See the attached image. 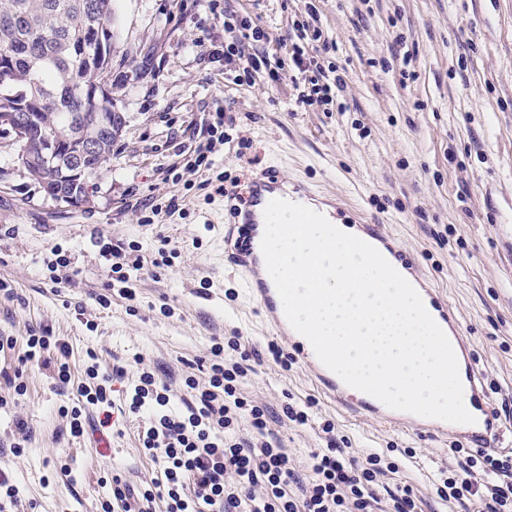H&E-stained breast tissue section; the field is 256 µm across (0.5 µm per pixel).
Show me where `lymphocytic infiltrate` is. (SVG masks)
<instances>
[{
    "label": "lymphocytic infiltrate",
    "instance_id": "lymphocytic-infiltrate-1",
    "mask_svg": "<svg viewBox=\"0 0 512 512\" xmlns=\"http://www.w3.org/2000/svg\"><path fill=\"white\" fill-rule=\"evenodd\" d=\"M202 6L206 13L224 17V41L210 44L206 54L209 62L230 65L227 83L248 86L261 77L277 84L294 69L298 72L294 83L298 107L326 109L335 103L344 80L335 67L322 62V32L315 26L312 0H306L305 18L295 25V41L281 43L276 58L259 51L269 33L250 17L225 9L224 0H202ZM226 126L223 106L205 112L190 142L175 144L177 160L167 168L166 179L179 182L194 176L196 188L205 198L223 195L224 177L213 172L217 156L230 144L241 150L249 146L248 141L234 140ZM25 345L27 361L52 370L61 385L69 384L66 344L48 332L33 331ZM212 355L204 382L186 379L191 399L179 414L168 409L167 384L152 372L140 374L129 392V410L151 409L152 419L141 435L142 449L161 461L162 467L149 487L116 484L112 500L103 504L104 512H152L159 497L165 499L167 512H337L347 502L354 512H373L374 498L368 485L374 482L377 469L357 467L332 450L318 454L312 465L315 481L294 495L288 488L296 476L284 449L266 443L247 448L240 441L227 439L226 430L241 416H249L252 427L259 431L266 428L267 421L263 407L248 405L237 397L235 381L243 370L237 365L225 367L223 344L214 343ZM88 359L85 373L93 384L79 391L78 404L70 412V433L75 437L84 431L83 407L98 411L100 427H109L112 419L111 380L100 377L96 354H89Z\"/></svg>",
    "mask_w": 512,
    "mask_h": 512
}]
</instances>
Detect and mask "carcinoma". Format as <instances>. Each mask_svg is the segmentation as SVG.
<instances>
[{
	"mask_svg": "<svg viewBox=\"0 0 512 512\" xmlns=\"http://www.w3.org/2000/svg\"><path fill=\"white\" fill-rule=\"evenodd\" d=\"M91 22L101 26L103 40L112 42V0H0V50L12 53L11 67L0 71V111L18 99L29 100L36 114L32 134L53 138L58 131L88 132L89 120L81 117L84 89L96 81L112 84V51H101L98 42L78 46ZM104 111L111 131L103 154L83 159L78 177L71 174L79 141L69 153L40 156L38 182L48 183L51 200L59 193L86 197L87 178L112 159V129L121 127L122 117L107 107Z\"/></svg>",
	"mask_w": 512,
	"mask_h": 512,
	"instance_id": "carcinoma-1",
	"label": "carcinoma"
}]
</instances>
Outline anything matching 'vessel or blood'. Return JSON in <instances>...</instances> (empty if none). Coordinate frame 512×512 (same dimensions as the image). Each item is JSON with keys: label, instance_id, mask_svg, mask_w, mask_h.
<instances>
[{"label": "vessel or blood", "instance_id": "1", "mask_svg": "<svg viewBox=\"0 0 512 512\" xmlns=\"http://www.w3.org/2000/svg\"><path fill=\"white\" fill-rule=\"evenodd\" d=\"M282 194L281 181L276 173H266L253 179L244 201H232V222L224 227V250L230 262L244 276L246 291L260 309L275 335L293 344L292 355L296 362L311 370L315 383L329 398L341 399L345 390L342 379L324 366L315 355L312 346L294 344V329L288 323L281 299L274 283L261 273L262 258L254 241L241 239L239 228L260 224L264 209L269 201ZM430 314L436 323L449 332L450 342L457 357L459 376L464 387V402L474 416L471 424H454L419 415L409 416L398 413L375 398L362 401L363 411L380 424L386 426L407 425L414 430H424L441 436L453 435L468 444L481 448L499 436L501 426L498 415L491 406L482 375L477 368L472 351L465 344L459 325L447 303L438 296L430 298Z\"/></svg>", "mask_w": 512, "mask_h": 512}]
</instances>
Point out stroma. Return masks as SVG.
<instances>
[{
	"label": "stroma",
	"mask_w": 512,
	"mask_h": 512,
	"mask_svg": "<svg viewBox=\"0 0 512 512\" xmlns=\"http://www.w3.org/2000/svg\"><path fill=\"white\" fill-rule=\"evenodd\" d=\"M276 40L294 35L302 0H229ZM326 62L345 79L335 108H297L292 85L257 80L224 83L223 63L203 58L202 34L224 38V20L197 0H113L112 109L122 115L114 156L91 175L88 198L66 207L46 196L17 161L13 135L0 131V367L19 377L17 394L0 379V472L24 488L12 512H101L113 477L146 484L158 461L141 451L147 413H130L126 391L139 372L167 380L170 408L188 398L186 377L204 380L214 340L237 339L225 364L241 363V397L267 408V438L285 448L303 479L312 456L329 448L357 463L377 456L384 468L370 491L375 512H394L410 493L415 512H492L482 451L406 426H383L333 403L298 363L280 367L267 346L275 337L224 260L227 198L165 180L173 143L192 137L204 111L223 105L246 155L225 150L217 166L227 180L277 170L286 185L317 205L355 209L413 257L442 290L461 323L495 409L512 427V0H316ZM157 199L185 196L186 214L143 224L127 207L130 191ZM137 242L142 267L135 301L110 290L112 271L99 242ZM177 250L171 266L153 264L161 240ZM61 249L68 266L51 280ZM111 304L102 307L101 296ZM170 307L172 316L161 315ZM46 331L68 346L71 381L57 386L48 370L24 362V338ZM95 351L112 378L111 429L88 411L75 438L62 415ZM123 375H116V368ZM304 412L305 423L285 407ZM25 429H18V422ZM71 475L61 472V465ZM470 470L472 493L441 494L446 478Z\"/></svg>",
	"instance_id": "obj_1"
}]
</instances>
